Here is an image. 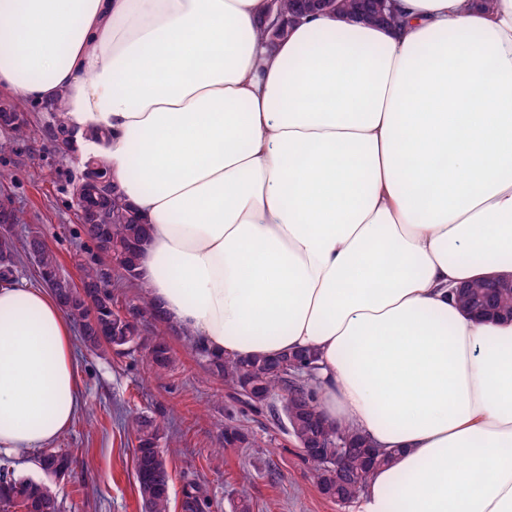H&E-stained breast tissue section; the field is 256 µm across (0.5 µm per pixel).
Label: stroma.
I'll return each instance as SVG.
<instances>
[{
    "label": "stroma",
    "mask_w": 512,
    "mask_h": 512,
    "mask_svg": "<svg viewBox=\"0 0 512 512\" xmlns=\"http://www.w3.org/2000/svg\"><path fill=\"white\" fill-rule=\"evenodd\" d=\"M15 109L26 116L22 132L0 129V142L7 145L0 151V198L20 217L15 240L39 231L62 273L75 282L85 266L109 269L114 307L126 311L140 297L133 280L83 234L76 198L83 158L57 137L47 107L19 102ZM139 325L143 335L165 339L178 361L158 379L141 352L93 353L77 346L85 406L57 442L74 460L69 476L56 485L61 512H141L130 425L141 412L160 419L173 441L171 512H181L183 487L193 479L206 488L211 512H231L242 493L250 497L253 512H358L357 502L339 505L320 494L314 469L295 443L232 401L198 351L149 315H142ZM231 422L252 431L253 447L222 446L220 434Z\"/></svg>",
    "instance_id": "1"
}]
</instances>
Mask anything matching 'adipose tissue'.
Returning a JSON list of instances; mask_svg holds the SVG:
<instances>
[{"label":"adipose tissue","mask_w":512,"mask_h":512,"mask_svg":"<svg viewBox=\"0 0 512 512\" xmlns=\"http://www.w3.org/2000/svg\"><path fill=\"white\" fill-rule=\"evenodd\" d=\"M317 12L270 0H0V89L62 114L147 224L143 293L194 348L316 354L320 411L389 453L359 512H512V0ZM85 405L73 321L0 279V456ZM485 280H479L471 284H466L465 288H460L458 301L468 315L476 320L483 321L494 317L510 316L512 314V286L511 275L507 278L494 277L490 280L488 288L485 287ZM489 288H506L505 294L491 293ZM492 300L494 308L492 310L483 309V305ZM479 312H475L476 310Z\"/></svg>","instance_id":"obj_1"}]
</instances>
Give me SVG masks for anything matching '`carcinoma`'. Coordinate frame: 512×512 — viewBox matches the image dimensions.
Wrapping results in <instances>:
<instances>
[{"mask_svg":"<svg viewBox=\"0 0 512 512\" xmlns=\"http://www.w3.org/2000/svg\"><path fill=\"white\" fill-rule=\"evenodd\" d=\"M325 10L356 14L360 12V0H301L300 10L311 13ZM79 207L84 215L83 227L97 252L114 261L131 279L137 278V260L147 247L148 238L144 225L126 206L118 186L104 171L103 164L92 161L87 164L83 178ZM20 222L17 214L10 212L0 225V272H13L18 249L9 228ZM24 253L41 270H59L55 253L31 239L22 243ZM83 280L97 287L100 293L96 308L72 294L73 282L60 274L51 290L61 305L81 321V339L91 351L103 348L119 353L142 347L154 373L158 376L169 371L176 361L173 349L163 341L147 342L135 323H127L120 313L112 310V289L109 288L107 270L89 266L83 271ZM458 301L468 315L483 321L512 314V288L505 293H492L479 280L460 289ZM209 371L224 379V386L235 395L251 394V410L265 416L268 421L290 436L303 447L323 436L341 435L355 447L345 456L343 465H325V456L336 453L334 448H322L320 453L308 457L314 464L318 489L323 497L338 504H346L363 491L371 470L384 466L389 456L372 448L362 435L338 425L327 424L319 411L314 379L306 377L313 370L314 356L308 351L284 355L275 366L271 360L255 356L232 358L208 356ZM136 434L134 449V475L144 512H170V494L157 489L171 483L168 460L161 449L164 433L156 420L138 416L133 420ZM224 443L238 448L253 445L248 429L237 426L224 427ZM71 457L56 448L45 450L39 459L43 473L53 472V477L70 472ZM211 500L194 480L183 490L181 512H210ZM0 512H61L60 502L53 484L18 477L5 465L0 467Z\"/></svg>","mask_w":512,"mask_h":512,"instance_id":"1","label":"carcinoma"}]
</instances>
